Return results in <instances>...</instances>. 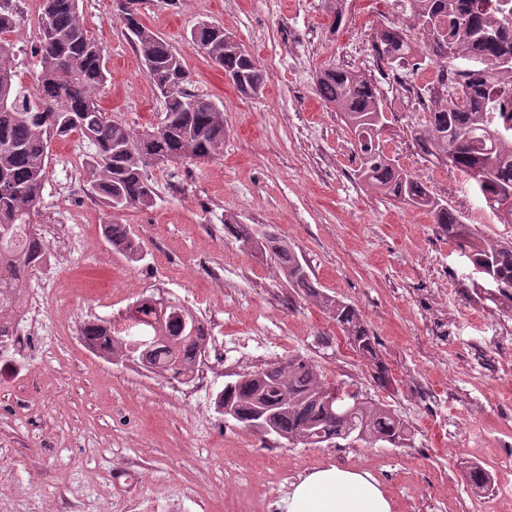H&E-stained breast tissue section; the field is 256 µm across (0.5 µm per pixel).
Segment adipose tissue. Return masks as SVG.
I'll use <instances>...</instances> for the list:
<instances>
[{
  "label": "adipose tissue",
  "mask_w": 512,
  "mask_h": 512,
  "mask_svg": "<svg viewBox=\"0 0 512 512\" xmlns=\"http://www.w3.org/2000/svg\"><path fill=\"white\" fill-rule=\"evenodd\" d=\"M287 512H392V505L368 473L340 466L314 470L293 483Z\"/></svg>",
  "instance_id": "obj_1"
}]
</instances>
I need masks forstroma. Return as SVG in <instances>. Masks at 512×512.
<instances>
[{
  "label": "stroma",
  "instance_id": "obj_1",
  "mask_svg": "<svg viewBox=\"0 0 512 512\" xmlns=\"http://www.w3.org/2000/svg\"><path fill=\"white\" fill-rule=\"evenodd\" d=\"M40 0H18L9 39L24 86L39 62ZM84 25L105 48L103 109L140 130L163 118L159 94L125 39L112 0H80ZM331 31L324 0H144L146 25L171 43L193 80L224 107L223 156L152 170L147 211L110 216L87 183L57 193L77 136L53 142L39 231L54 243L60 209L79 213L75 244L42 295L44 334L19 350V375L0 378V512H143L168 497L176 512H286L293 483L337 465L370 473L393 512H512V297L476 274L463 250L424 211L368 190L356 178L353 134L315 94L317 72L346 67L376 83L386 103L382 148L392 162L460 211L483 212L474 231L511 237L468 178L419 155L417 121L370 44L381 27H411L404 0H347ZM233 33L266 72L262 93L242 96L189 33L199 21ZM357 44H350V33ZM273 226L304 257L317 288L354 305L377 343L355 352L317 298L292 292L273 257L224 231L227 215ZM129 225L145 257L128 264L102 234ZM163 288L211 326L202 378L188 385L103 357L80 335L84 321L119 316ZM291 355L327 383L344 382L388 404L412 426L406 448H348L261 437L224 420L214 400L236 375ZM391 383L375 379V361ZM490 475L471 487L472 464Z\"/></svg>",
  "mask_w": 512,
  "mask_h": 512
}]
</instances>
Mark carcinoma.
<instances>
[{"label":"carcinoma","instance_id":"cac0c4a2","mask_svg":"<svg viewBox=\"0 0 512 512\" xmlns=\"http://www.w3.org/2000/svg\"><path fill=\"white\" fill-rule=\"evenodd\" d=\"M0 4V355L16 335L23 308V283L48 253L36 228L43 189L48 180L52 142L76 133L85 147L83 172L91 194L112 212L148 210L157 190L150 177L154 167L212 160L224 152V110L196 88L179 52L142 19V0H122L116 18L162 98L160 126L133 131L115 121L99 103L108 77L104 48L87 33L79 0H43L39 38L33 52L39 57L34 91L17 81L13 70L14 44L5 35L18 24L17 0ZM330 28L346 24L339 0L326 2ZM410 15L426 34L430 59L442 72L454 75L465 108H448V84L443 80L422 88L416 97L434 102L424 123L410 127L419 152L441 166L465 173L480 186V195L496 210L503 224H512V123L499 117L489 78L512 76V0H495L490 13L476 0H408ZM219 69L233 76L232 85L246 97L262 92L266 75L230 33L207 21L190 31ZM414 40L394 24L381 28L373 50L396 71L413 56ZM316 94L339 112L357 142L359 181L372 190L430 214L434 223L468 249L474 269L496 285L512 290V241L478 238L465 216L453 211L408 172L396 167L380 144L386 128L385 104L366 76L334 65L316 79ZM224 227L244 245L270 253L296 294L321 297V304L358 353L377 358L375 338L351 304L320 294L294 249L272 227L224 220ZM112 250L129 263L144 259L140 242L126 224L104 225ZM81 336L93 350L133 363L125 334L113 331L111 320H87ZM207 343L195 333L153 355L157 373L189 383ZM336 385L324 383L301 356L239 376L216 396L220 404L238 407L240 423L251 426L252 411L267 409L265 423L273 435L306 444L333 439L383 442L408 447V422L387 405L365 400L351 417L324 409L316 394ZM477 488L490 481L487 471L471 466L465 475Z\"/></svg>","mask_w":512,"mask_h":512}]
</instances>
